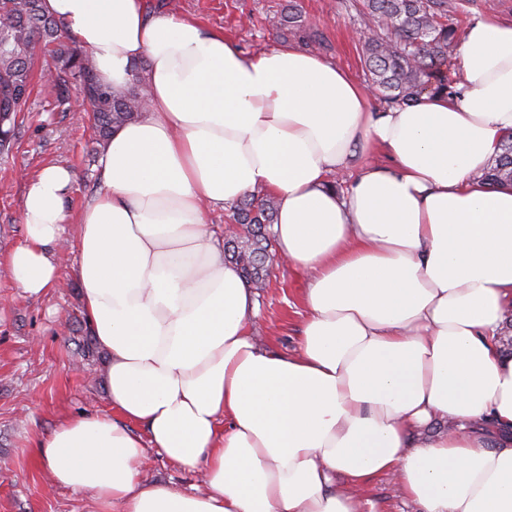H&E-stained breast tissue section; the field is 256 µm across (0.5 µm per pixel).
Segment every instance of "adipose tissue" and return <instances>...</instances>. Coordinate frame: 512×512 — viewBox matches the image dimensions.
<instances>
[{
  "label": "adipose tissue",
  "mask_w": 512,
  "mask_h": 512,
  "mask_svg": "<svg viewBox=\"0 0 512 512\" xmlns=\"http://www.w3.org/2000/svg\"><path fill=\"white\" fill-rule=\"evenodd\" d=\"M42 4L102 83L125 90L142 60L151 94L75 223L112 411L38 441L54 484L96 512H359L386 474L415 512H512V186L479 179L512 134V22L465 29L456 96L380 110L290 44L247 54L145 0ZM74 179L51 165L27 182L6 268L28 297L56 282ZM258 190L308 278L291 355L259 340L257 293L207 220ZM152 451L203 491L145 480Z\"/></svg>",
  "instance_id": "1"
}]
</instances>
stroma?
<instances>
[{"instance_id":"35a3bbf8","label":"stroma","mask_w":512,"mask_h":512,"mask_svg":"<svg viewBox=\"0 0 512 512\" xmlns=\"http://www.w3.org/2000/svg\"><path fill=\"white\" fill-rule=\"evenodd\" d=\"M289 2L173 0L170 10L193 14L251 54L278 45L268 19ZM297 2L322 42L317 56L364 79L352 16L338 0ZM20 119L13 150L0 154V258L24 240L20 207L28 177L51 164L75 173L66 202L71 221L100 187L102 149L90 113L63 111L52 82L41 79ZM62 241L57 282L41 297H25L0 266V512H94L88 496L53 486L34 450L35 440L63 417L110 410L107 357L92 346L83 316L72 231ZM306 286L301 273L273 262L259 297L260 334L281 353L298 347Z\"/></svg>"}]
</instances>
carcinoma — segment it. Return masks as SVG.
Returning <instances> with one entry per match:
<instances>
[{"instance_id":"obj_1","label":"carcinoma","mask_w":512,"mask_h":512,"mask_svg":"<svg viewBox=\"0 0 512 512\" xmlns=\"http://www.w3.org/2000/svg\"><path fill=\"white\" fill-rule=\"evenodd\" d=\"M365 35L358 40L371 87L389 106L419 102L424 95L457 93L460 74L448 71V59L459 40L450 14L465 11L466 0H339ZM60 22L44 13L41 0H0V153L16 143L19 114L28 110L33 90L36 48L49 47L58 102L69 100L76 82L88 103L99 143L112 130L142 116L149 105L146 84L135 78L116 93L98 80L92 59L74 38L59 34ZM276 32L286 38L303 28L302 12L294 4L275 17ZM481 181L495 187L512 185V135L503 139L501 153L483 172ZM235 223L243 233L224 239V259L235 263L256 289L269 272L271 227L276 220L272 197L250 194L234 207Z\"/></svg>"}]
</instances>
